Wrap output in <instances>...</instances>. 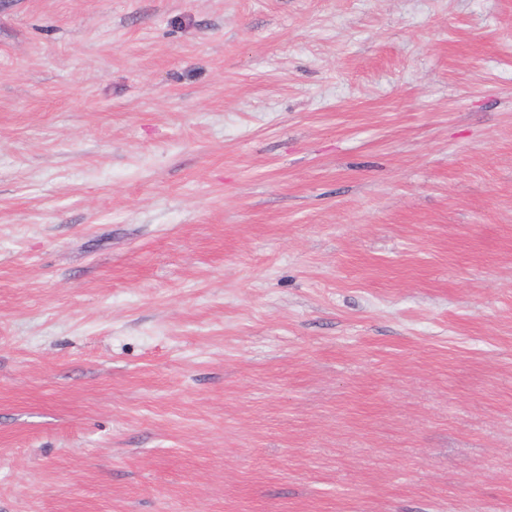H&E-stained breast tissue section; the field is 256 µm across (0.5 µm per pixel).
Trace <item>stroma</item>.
Returning <instances> with one entry per match:
<instances>
[{"instance_id": "stroma-1", "label": "stroma", "mask_w": 512, "mask_h": 512, "mask_svg": "<svg viewBox=\"0 0 512 512\" xmlns=\"http://www.w3.org/2000/svg\"><path fill=\"white\" fill-rule=\"evenodd\" d=\"M0 512H512V0H0Z\"/></svg>"}]
</instances>
